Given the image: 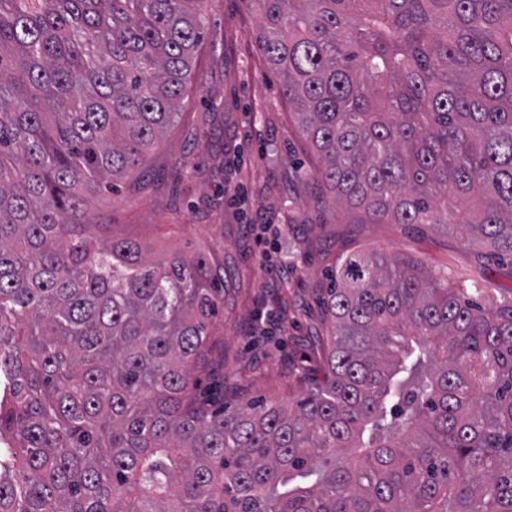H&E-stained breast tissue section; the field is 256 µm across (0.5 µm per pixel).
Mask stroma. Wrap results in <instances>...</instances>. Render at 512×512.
I'll return each instance as SVG.
<instances>
[{
  "instance_id": "obj_1",
  "label": "stroma",
  "mask_w": 512,
  "mask_h": 512,
  "mask_svg": "<svg viewBox=\"0 0 512 512\" xmlns=\"http://www.w3.org/2000/svg\"><path fill=\"white\" fill-rule=\"evenodd\" d=\"M204 32L179 116L142 174L88 195L97 241L136 240L157 260L205 252L224 280L210 329L223 354L224 403H294L316 378L333 331L322 308L342 255L381 250L452 268L512 295V267L478 262L476 248L426 224H373L307 179L318 158L283 99L281 74L257 46L248 0H206ZM277 314L264 320L266 311Z\"/></svg>"
}]
</instances>
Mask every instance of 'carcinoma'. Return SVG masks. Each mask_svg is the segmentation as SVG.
I'll return each instance as SVG.
<instances>
[{
  "instance_id": "obj_1",
  "label": "carcinoma",
  "mask_w": 512,
  "mask_h": 512,
  "mask_svg": "<svg viewBox=\"0 0 512 512\" xmlns=\"http://www.w3.org/2000/svg\"><path fill=\"white\" fill-rule=\"evenodd\" d=\"M205 0H0V512H512V297L383 253L323 379L207 410L203 252L85 234L175 121ZM334 200L512 261V0H252Z\"/></svg>"
}]
</instances>
